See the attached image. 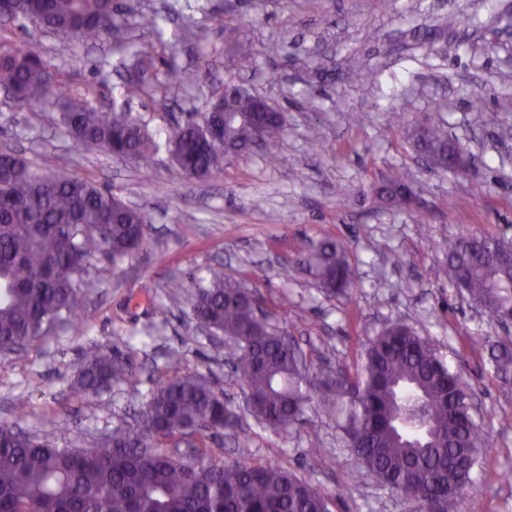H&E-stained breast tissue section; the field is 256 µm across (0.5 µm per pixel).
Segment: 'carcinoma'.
<instances>
[{"label": "carcinoma", "mask_w": 512, "mask_h": 512, "mask_svg": "<svg viewBox=\"0 0 512 512\" xmlns=\"http://www.w3.org/2000/svg\"><path fill=\"white\" fill-rule=\"evenodd\" d=\"M31 21L58 39L94 42L117 26L112 0H0V22ZM144 69L154 64V44L134 51ZM0 86L29 106L52 97L62 101V123L82 146L116 148L131 158L157 149L147 124L130 112L97 107L89 86L62 95L61 85L41 45L0 41ZM156 88L137 79L123 96H152ZM224 105V144L239 154L251 148L255 107L247 92L212 97ZM176 125L166 144L177 171L205 180L222 171L226 154L219 145H201L203 124ZM287 133L269 123L263 149L269 162ZM419 153L436 169L448 171V154L460 146L439 124L412 127ZM408 175L393 172L377 195L405 204ZM149 224L141 209L112 190L62 171L40 175L13 153L0 152V353L20 356L27 347L66 325L80 330L79 296L93 283L94 261L116 266L133 257ZM322 292L332 298L357 288L343 246L326 238L305 249L299 260ZM448 277L465 288L492 323L512 316V259L494 237L463 228L448 242ZM177 297L189 287L196 327L232 340L230 363L247 391V413L263 430L279 433L303 421L306 406L317 402L342 418L340 427L360 469L424 512H459L478 449L486 438L468 423L469 385L439 358L434 346L404 323L386 325L368 337L355 375L308 365L306 355L261 312L263 300L248 281L218 272L208 279L167 283ZM495 369L512 370V349L492 354ZM172 376L156 382L135 424L117 425L95 440L92 452L58 444L14 425L0 424V512H331L334 497L283 467L263 464L240 453L226 460L207 452L204 439L231 428V405L205 377L180 372L181 358L168 355ZM130 359L118 349L91 347L78 372L75 390L95 397L102 387L123 382ZM418 405L434 437L400 432L397 419ZM184 441L189 451L174 454L169 445Z\"/></svg>", "instance_id": "obj_1"}]
</instances>
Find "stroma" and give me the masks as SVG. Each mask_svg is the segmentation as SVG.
Masks as SVG:
<instances>
[{
	"mask_svg": "<svg viewBox=\"0 0 512 512\" xmlns=\"http://www.w3.org/2000/svg\"><path fill=\"white\" fill-rule=\"evenodd\" d=\"M120 34L95 43L60 42L43 27L0 26V39L41 42L69 92L95 86L97 103L115 104L147 123L159 148L139 160L87 150L68 136L56 102L36 108L0 92V149L42 169L55 168L112 189L150 218L137 255L121 266L97 265L95 288L82 300L85 331L34 343L22 356L0 355V422L49 435L61 445L91 446L131 421L154 383L171 375L167 356L208 378L235 409L245 397L224 361L196 332L186 299L171 300L166 283L212 271L248 279L278 325L311 365L355 371L362 345L383 326L404 321L436 347L448 367L477 391L473 415L486 436L470 473L474 486L461 512H512V373L499 375L492 350L506 334L448 277L453 221L469 215L477 235L512 240V0H117ZM138 13L164 17L170 50L148 79L154 98L124 99L133 70L127 44L152 42ZM251 49V69L232 61ZM189 75L167 83L168 66ZM235 80L285 112L288 134L276 165L253 149L229 158L207 180L179 176L163 145L167 128L199 119L212 89ZM444 123L467 154L464 176L425 167L392 113ZM319 132L328 150L310 143ZM394 168L408 172L413 206L376 199L375 186ZM325 238L344 246L356 281L347 297L327 298L314 278L291 271L298 242ZM129 350L133 374L85 399L73 392L83 352ZM31 408L16 419L14 402ZM320 442L330 457L310 452ZM250 457L282 466L336 495L333 512H407L388 487L359 472L339 422L322 406L304 421L253 436Z\"/></svg>",
	"mask_w": 512,
	"mask_h": 512,
	"instance_id": "1",
	"label": "stroma"
}]
</instances>
